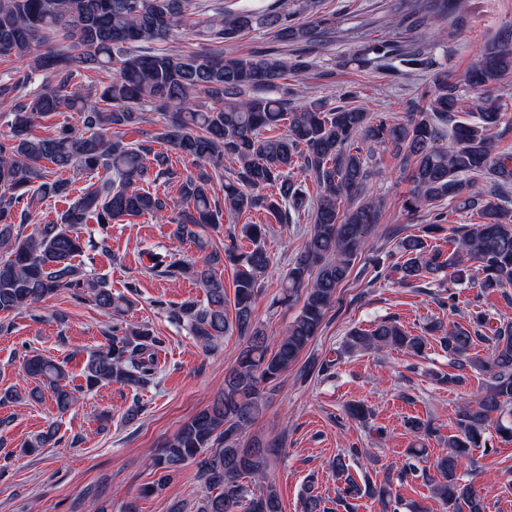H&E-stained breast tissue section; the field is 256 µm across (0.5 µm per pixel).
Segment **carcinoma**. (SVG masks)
Returning <instances> with one entry per match:
<instances>
[{"label": "carcinoma", "mask_w": 512, "mask_h": 512, "mask_svg": "<svg viewBox=\"0 0 512 512\" xmlns=\"http://www.w3.org/2000/svg\"><path fill=\"white\" fill-rule=\"evenodd\" d=\"M415 18L408 30L435 24L459 9L461 0H400ZM202 48L175 54L153 45L169 40L190 16ZM305 17L307 21L297 22ZM334 15L320 14L318 0H273L266 12L196 11L194 0H0V55L28 61V69L0 83V106L12 115L11 135L0 140V313H14L63 289H79L112 315L107 346L87 356L83 385L65 383L64 365L36 353L24 362L26 374L49 387L60 413L79 400L78 393L117 384L132 390L155 375L161 340L146 324L124 318L134 301L115 293L101 277L75 263L83 252L79 227L93 220L106 225L148 215L176 225L178 240L194 238L196 229L221 223L223 210L235 215L264 213L277 224L307 215L312 223L303 248L289 264L282 283L284 299L303 297L299 314L275 346L255 322L259 281L271 264L261 239L264 227L247 223L241 237L252 248L240 250L234 238L224 257L205 256L186 263L175 254H152L155 268L190 278L206 303L182 302L170 316L184 324L209 351L231 333L245 341L224 378V393L184 423L151 458L160 488L189 461H197L208 489L194 512H283L281 500L266 482L271 445L245 437L261 414L266 386L288 371L319 334L337 302V290L367 250L381 217L382 201L368 194L384 171L375 159L376 145L398 159L411 183L402 201L410 215L429 216L425 235H407L396 249L403 261L392 266L400 280L447 274L451 282L473 279L478 266L481 287H512V150L499 140L512 132V116L480 91L512 77V28L486 44L479 58L457 77L442 67L415 39L379 38L364 42L348 58L362 70L384 68L400 78L427 72L430 85L418 94L411 112L397 119L361 106L335 105L325 99H302L299 86L312 67L307 55L282 57L260 51L226 57L219 48L265 28L275 41L317 46L336 34ZM108 70L112 78L93 94L74 79L83 71ZM36 74L41 87L26 92ZM203 95L211 101L195 108ZM162 113L160 128L149 140L127 143L119 131L148 122L147 108ZM470 109L473 120L457 114ZM77 115L79 127L62 126L50 137L33 133L37 121L61 112ZM155 143L167 149L156 150ZM192 159L198 172L179 184L174 215L168 200L142 188L175 178L168 152ZM237 166L224 179V159ZM318 190L310 195L307 181ZM73 171L104 177L71 195ZM492 183L487 192L479 179ZM59 197L67 208L56 220L24 233L37 200ZM476 213L478 222L448 238V252L429 247L426 238L444 230L448 206ZM224 260L237 268L233 314L224 308V280L213 266ZM471 327L442 322L423 334H410L396 321L383 320L370 330H354L344 341L348 351L396 347L422 355L428 339L439 342L458 367L484 371L482 392L459 413L458 433L448 436L436 462L438 477L427 478L431 494L446 512H485L484 497L460 482L458 469L473 450L487 444L494 416L512 405V321L489 328L487 315L471 313ZM478 340L491 342L486 357L471 355ZM338 481L337 500L348 508L361 487L346 455L331 463ZM409 463L394 479L370 487L382 506L399 501L395 483L416 476ZM253 479L259 492L243 483ZM301 512H329L324 499L308 485Z\"/></svg>", "instance_id": "carcinoma-1"}]
</instances>
